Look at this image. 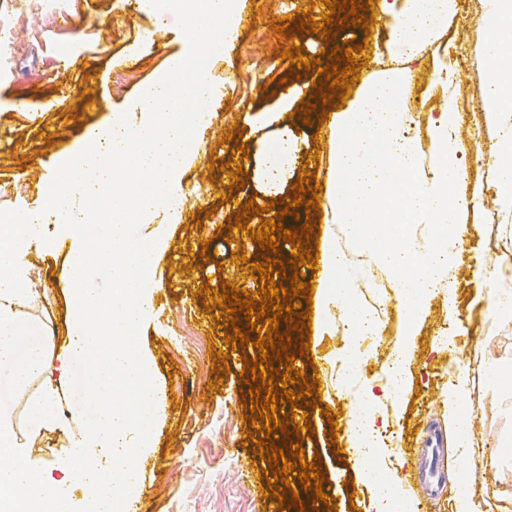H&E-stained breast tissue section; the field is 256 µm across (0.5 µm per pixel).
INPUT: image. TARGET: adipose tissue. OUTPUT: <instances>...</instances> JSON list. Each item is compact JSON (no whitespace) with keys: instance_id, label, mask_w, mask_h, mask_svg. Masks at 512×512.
I'll return each mask as SVG.
<instances>
[{"instance_id":"1","label":"adipose tissue","mask_w":512,"mask_h":512,"mask_svg":"<svg viewBox=\"0 0 512 512\" xmlns=\"http://www.w3.org/2000/svg\"><path fill=\"white\" fill-rule=\"evenodd\" d=\"M454 7L455 0H385L389 38L383 55L389 63L337 113L326 184L329 207L348 225L353 243L388 272L397 301L418 306L444 290L448 256L467 233L460 215L477 199L449 198L447 188L459 184L460 175L447 165L424 169L411 139L401 136L408 85L400 64L429 52ZM239 20V0H200L194 23L207 30L223 22L229 37ZM199 71L191 87L173 74L160 76L142 89L131 111L88 128L66 178L43 187L60 233L76 245L63 280L71 334L62 349L34 340L37 324L28 314L36 302L29 254L55 245L44 217L22 211L0 224V366L24 397L23 421L0 410V512H124L136 483L137 453L149 447L160 411L159 389L137 342L153 310L148 275L167 245L165 225L180 222L187 198L182 177L192 154L180 143L204 115L186 111V103L209 105L216 90L208 71ZM372 201L386 215L378 233L364 229L376 220L367 209ZM99 224L107 225L108 235L91 241ZM411 224H444L456 234L424 239L407 233ZM353 262L335 233L324 235L318 306L341 309L336 328L351 357L360 353L358 336L379 333L373 313L355 304ZM93 270L111 280L108 293L87 288ZM78 362L84 365L83 396L70 398L63 422L54 414L60 382ZM60 430L70 455L52 468L32 464L31 444ZM75 483L86 491L80 506L69 493Z\"/></svg>"}]
</instances>
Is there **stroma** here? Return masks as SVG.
I'll use <instances>...</instances> for the list:
<instances>
[{"label": "stroma", "mask_w": 512, "mask_h": 512, "mask_svg": "<svg viewBox=\"0 0 512 512\" xmlns=\"http://www.w3.org/2000/svg\"><path fill=\"white\" fill-rule=\"evenodd\" d=\"M499 2L458 0L440 41L409 65L411 96L427 104L421 139H428L435 120L447 118L449 133L465 144L461 156L448 158L466 177L458 190L480 191L478 202L462 215L469 232L448 257L450 290L419 309L400 391L379 404L384 417L376 436L385 454L396 453L401 429L410 432L407 451L412 456L423 448L429 426L445 431L446 482L426 512L455 510L460 477L455 434L448 428V397L460 385L475 408L495 407L493 415L475 421L474 445L484 451L478 466L491 489L471 499L472 512H512V313L501 305L489 253L496 243L512 250V186L503 183L502 167L494 162L501 152H512V134L506 125L485 120L492 104L485 89L491 76L484 52L490 34L479 26L482 16L497 14ZM12 5L17 21L9 42L0 46V215L46 211L42 181L56 176L83 131L105 124L112 113L129 111L144 86L164 74L174 57L192 49L190 19L172 11L142 14L126 0H53L49 5L13 0ZM322 8L321 0H242L247 21L213 67L221 92L212 99L209 119L198 133L204 148L183 173L188 191L183 219L169 227V245L154 274V309L138 338L163 393L164 413L154 426L150 448L138 458L139 478L129 499L136 512H274L259 482L269 464L256 454V442L266 433L255 431L254 442L243 441L250 408L241 402L240 373L244 358H255L258 351L251 344L245 351H230L228 376L212 372L213 351H228V318L216 300L226 281L251 293L260 291V281L243 264L260 252L251 229L277 217L284 228L300 229V222L284 211L293 201L299 173L311 172L315 183L325 180L328 130L319 124V112H303L313 85L323 83L324 76L283 59V48L294 44L303 56L317 59L338 42L357 47L359 78L365 81L387 42L388 31L379 20L368 29L340 30L333 40L311 32L293 39L276 36L274 20L303 15L315 23ZM78 40L84 51L68 55L69 45ZM443 70L448 73L444 91L436 86ZM62 84L75 92L89 89L95 102L75 96L59 105L55 91ZM287 88L298 92L292 115L282 110ZM283 129L303 146L289 159L288 178L278 191L270 192L256 178L262 163L256 154L245 170L244 188L229 191L231 179L220 169L225 158L239 147L273 141ZM248 202L263 207L262 216L251 217L247 231L230 232L228 221ZM172 258L189 268V277L169 267ZM70 259L65 239L54 251L31 256L33 283L47 294L31 314L44 326L43 340L49 344L65 336L69 326L62 280ZM354 286L359 304L379 312L384 336L377 355H365L355 386L336 380L343 338L331 324L339 311L328 314L329 329L312 320L319 334L311 339L308 357L295 361L309 382L320 385L322 404L309 409L308 427L300 436L304 457L317 462L325 476L322 490L337 512H349L351 494L367 498L368 483L338 459V451L354 442L331 439L327 415L350 411L354 391L381 380L401 320L394 285L375 264L355 266ZM427 395L436 402L430 412L419 413ZM490 439L496 442L492 454L484 450Z\"/></svg>", "instance_id": "35a3bbf8"}]
</instances>
